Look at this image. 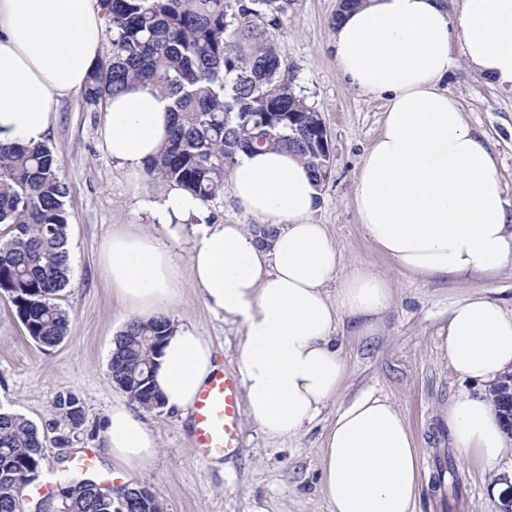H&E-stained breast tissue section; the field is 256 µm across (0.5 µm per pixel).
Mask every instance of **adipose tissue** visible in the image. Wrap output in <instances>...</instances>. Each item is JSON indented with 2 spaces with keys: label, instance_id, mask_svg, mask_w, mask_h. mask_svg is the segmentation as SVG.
I'll return each mask as SVG.
<instances>
[{
  "label": "adipose tissue",
  "instance_id": "obj_1",
  "mask_svg": "<svg viewBox=\"0 0 512 512\" xmlns=\"http://www.w3.org/2000/svg\"><path fill=\"white\" fill-rule=\"evenodd\" d=\"M107 24L99 0H0V144L46 141L56 103L83 88ZM456 40L472 71L512 90V0H462L455 13L446 0H363L336 23L330 43L344 81L386 103L353 182L359 222L378 252L422 279L491 276L512 261V199L488 139L448 93ZM170 108L142 82L110 100L103 147L133 180L163 144ZM229 191L275 229L269 246L244 225L211 219L177 186L154 209L170 233L192 225V286L210 311L241 326L234 359L247 412L268 438L280 439L303 431L340 396L348 365L337 328L374 335L392 305V286L358 267L327 294L341 258L324 225L312 221L319 192L297 155L239 153ZM101 264L133 316L160 313L175 298L172 255L151 234H112ZM439 338L460 378L491 383L512 372V312L489 297L457 304ZM221 368L202 336L175 329L154 374L165 409L189 414ZM445 420L463 458L490 466L512 449L488 393L459 395ZM102 448L125 470L144 471L156 460L158 439L141 416L116 405ZM319 455L331 512H414L419 454L389 400L364 394L341 406Z\"/></svg>",
  "mask_w": 512,
  "mask_h": 512
}]
</instances>
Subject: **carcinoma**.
I'll use <instances>...</instances> for the list:
<instances>
[{"instance_id": "1", "label": "carcinoma", "mask_w": 512, "mask_h": 512, "mask_svg": "<svg viewBox=\"0 0 512 512\" xmlns=\"http://www.w3.org/2000/svg\"><path fill=\"white\" fill-rule=\"evenodd\" d=\"M112 50L89 73L85 103L106 107L133 81L152 85L172 101L167 142L147 164L151 180L175 184L210 206L224 192L236 156L255 147L287 150L309 168L317 187L328 180L330 148L321 114L294 89L275 30L288 0H101ZM61 163L46 145H0V293L8 295L27 336L53 348L70 318L54 303L72 276L68 243V187ZM171 320L129 321L114 341L112 383L148 410L162 408L153 385L155 359ZM56 443L83 424L71 394L54 402ZM46 445L37 426L0 408V512H18L20 486L43 476ZM92 473H64L55 497L27 503L28 512H162L159 499L132 483L103 498Z\"/></svg>"}]
</instances>
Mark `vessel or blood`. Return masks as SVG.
Masks as SVG:
<instances>
[{
    "label": "vessel or blood",
    "instance_id": "obj_1",
    "mask_svg": "<svg viewBox=\"0 0 512 512\" xmlns=\"http://www.w3.org/2000/svg\"><path fill=\"white\" fill-rule=\"evenodd\" d=\"M192 439L201 458L232 457L240 448L238 382L229 371L214 374L197 395Z\"/></svg>",
    "mask_w": 512,
    "mask_h": 512
}]
</instances>
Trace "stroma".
I'll return each mask as SVG.
<instances>
[{"mask_svg":"<svg viewBox=\"0 0 512 512\" xmlns=\"http://www.w3.org/2000/svg\"><path fill=\"white\" fill-rule=\"evenodd\" d=\"M337 0H291L280 18L281 55L294 74L296 90L321 112L331 138L332 174L320 190L315 223L326 225L341 254L338 279L327 286L335 294L340 277L364 266L390 279L393 304L377 335L343 336L349 376L339 402L330 403L300 434L267 438L249 415L240 422L241 447L223 466L202 460L193 447L190 420L166 409L143 411L159 439L153 468L124 473L157 496L164 512H251L254 503L268 512H330L320 486L318 450L336 418L339 403L364 393L387 398L404 414L421 461V487L415 512H499V483L512 482V456L488 468L463 460L453 447L444 419L450 402L474 383L459 378L438 349V335L454 304L473 295L499 301L512 311V263L495 275L464 281L426 280L399 271L366 238L352 201L355 173L385 116L383 101L348 86L329 49ZM448 91L468 123L484 133L498 158L505 192L512 199V91L488 85L465 63L448 75ZM47 138L61 161L69 195L68 237L72 281L57 298L72 325L64 341L40 348L26 334L7 296L0 295V407L24 415L51 443L42 461L44 473L62 472V458L92 453L100 478L119 472L104 455L101 442L112 406L128 396L109 376L114 338L129 320L113 295L99 263L104 240L115 232H145L168 249L176 266L178 296L168 306L174 326L194 329L219 353L224 367L233 361L240 329L212 313L189 280L187 257L192 228L171 237L151 205L167 186L130 180L126 169L104 150L100 132L107 114L87 107L80 93L61 98ZM70 394L83 406L84 422L67 445H54L50 428L57 395ZM450 464L457 493L434 489L438 459Z\"/></svg>","mask_w":512,"mask_h":512,"instance_id":"35a3bbf8","label":"stroma"}]
</instances>
